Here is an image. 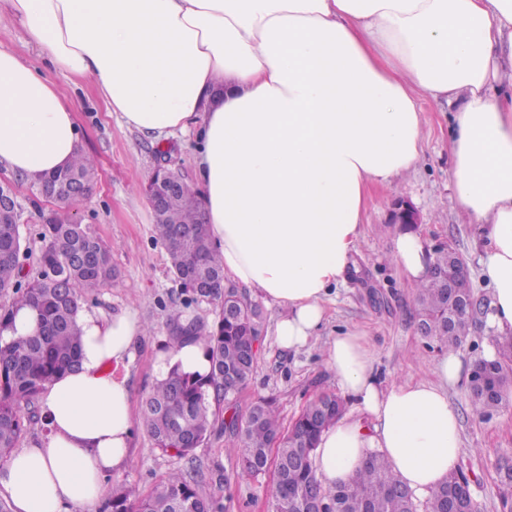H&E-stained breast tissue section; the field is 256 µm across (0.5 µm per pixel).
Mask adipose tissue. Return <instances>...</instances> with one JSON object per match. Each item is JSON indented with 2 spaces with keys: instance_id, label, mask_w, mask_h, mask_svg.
Returning <instances> with one entry per match:
<instances>
[{
  "instance_id": "ef3b65f1",
  "label": "adipose tissue",
  "mask_w": 512,
  "mask_h": 512,
  "mask_svg": "<svg viewBox=\"0 0 512 512\" xmlns=\"http://www.w3.org/2000/svg\"><path fill=\"white\" fill-rule=\"evenodd\" d=\"M68 74L90 79L127 127L193 142L213 250L225 276L281 308L273 336L297 350L317 336L326 302L344 283L363 236L371 186L413 172L425 123L418 100L455 106L456 200L487 239L492 291L486 327L512 339V0H5ZM75 110L33 64L0 50V166L35 183L80 154ZM392 263L412 283L433 253L401 231ZM78 367L49 385L47 432L0 465L12 512H95L108 474L126 469L134 401L119 372L143 326L135 313L79 319ZM323 364L356 405L326 428L318 477L347 483L372 451L410 491L430 495L457 467L451 352L435 379L382 386L364 337L326 345ZM203 375L202 344L154 368Z\"/></svg>"
}]
</instances>
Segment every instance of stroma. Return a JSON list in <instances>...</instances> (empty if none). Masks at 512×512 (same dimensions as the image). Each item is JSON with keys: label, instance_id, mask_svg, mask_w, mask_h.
<instances>
[{"label": "stroma", "instance_id": "obj_1", "mask_svg": "<svg viewBox=\"0 0 512 512\" xmlns=\"http://www.w3.org/2000/svg\"><path fill=\"white\" fill-rule=\"evenodd\" d=\"M0 49L19 54L55 82L77 106L83 151L94 161L89 195L67 212L105 244L117 274L112 286L83 290L84 311L103 320L131 310L145 327L134 346L126 373L135 406H142L156 381L153 363L167 350L171 318L181 315L211 327L218 318L216 303L193 298L176 281L164 246L154 234V213L144 187L158 163H167L186 182H193L195 166L189 136L169 137L166 151L154 138L126 127L110 112L90 80L61 72L34 47L20 24H0ZM426 115L422 129V157L407 178L372 191L364 213V237L346 282L326 304L327 317L318 334L296 351L278 349L273 340L279 311L264 306V327L256 369L240 392L236 411L258 398L276 400L283 425L292 421L316 398L336 392V381L322 364L327 342L339 332L353 330L370 342L375 370L387 385L432 378L445 351L418 330L413 283L387 259L399 225L390 223L394 199L403 198L419 211L418 227L428 247L443 243L468 263L477 293L489 296L482 276L484 242L478 225L459 206L452 185L453 155L449 136L451 106L420 99ZM0 182L12 186L18 203L26 280L41 273L43 214L56 205L40 197L23 176L0 168ZM448 399L459 414L462 442L458 468L470 480L480 512H512V485L504 468L512 465V386L500 408L478 416L467 397L466 383L448 386ZM182 460L156 448L143 426H136L126 470L107 477V485L123 482L149 492L164 476L182 467ZM272 477L265 474L241 482L223 499V512H271Z\"/></svg>", "mask_w": 512, "mask_h": 512}]
</instances>
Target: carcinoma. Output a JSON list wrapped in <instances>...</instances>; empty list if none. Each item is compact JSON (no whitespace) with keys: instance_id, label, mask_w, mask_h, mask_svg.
I'll return each mask as SVG.
<instances>
[{"instance_id":"carcinoma-1","label":"carcinoma","mask_w":512,"mask_h":512,"mask_svg":"<svg viewBox=\"0 0 512 512\" xmlns=\"http://www.w3.org/2000/svg\"><path fill=\"white\" fill-rule=\"evenodd\" d=\"M93 171V160L82 155L36 188L49 187V198L67 208L70 183L90 184ZM154 212V230L176 280L186 289L202 285L196 295L221 299L222 309L231 316L219 314L209 329L179 315L173 318L170 343L202 342L210 370L194 376L172 369L145 397L142 416L156 447L188 459V466L166 475L146 495L123 483L113 485L101 512H223V494L240 480L267 472L272 462L277 469L272 512H302V499L311 490L322 496L326 512H418L412 492L378 453L370 455L347 485L330 487L318 479L313 464L316 442L344 410L343 401L334 394L319 396L288 431L281 426L272 397L258 399L243 413L221 416V407L237 399L256 366L250 344L261 335L263 312L258 303L224 280L222 264L200 219L199 198L187 182L165 194ZM41 238L42 272L24 287L19 225L11 213L0 216V292L14 290L13 304L30 306L38 314L36 335L0 344V460L10 455L33 420L30 408L39 394L59 373L79 364L81 289L110 285L116 278L109 249L82 225L52 215L41 227ZM440 272L456 276L446 248L434 249L433 273L416 289L415 310L428 337L456 350L489 308L474 295L472 310L448 323L452 289L441 286ZM511 381V352L475 360L468 386L474 412L488 416L497 410ZM217 433L224 434L235 468L230 473L218 471L214 488L207 491L192 453ZM460 480H467L462 472L448 476L427 498L424 512H449L448 490Z\"/></svg>"}]
</instances>
